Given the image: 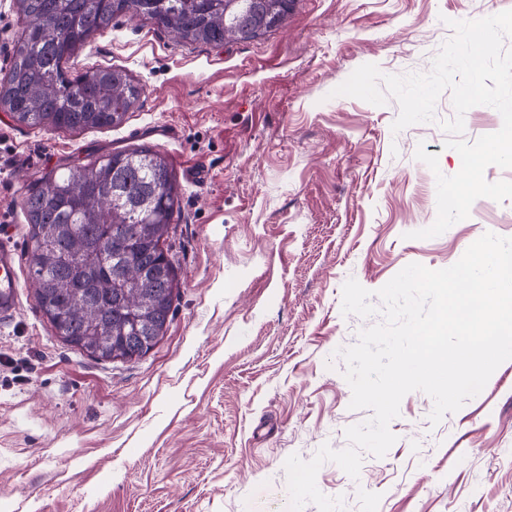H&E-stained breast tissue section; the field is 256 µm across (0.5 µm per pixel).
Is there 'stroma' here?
<instances>
[{
  "mask_svg": "<svg viewBox=\"0 0 512 512\" xmlns=\"http://www.w3.org/2000/svg\"><path fill=\"white\" fill-rule=\"evenodd\" d=\"M512 0H296L265 37L214 49L124 17L70 59L120 67L144 92L115 128H30L0 112V226L27 265L26 186L41 172L117 148L153 146L182 188L164 247L174 316L154 348L98 361L65 344L22 279L0 318V512H280L284 463L347 447L367 421L338 349L368 322L342 312L355 279L382 288L411 263L443 269L484 233L512 237V199H477L429 239L436 173L461 168L441 121L391 129L395 99L333 96L359 66L430 71L449 20ZM437 155L438 171L415 157ZM414 391L384 457L358 478L324 463L316 483L343 512H512V360L439 423Z\"/></svg>",
  "mask_w": 512,
  "mask_h": 512,
  "instance_id": "obj_1",
  "label": "stroma"
}]
</instances>
